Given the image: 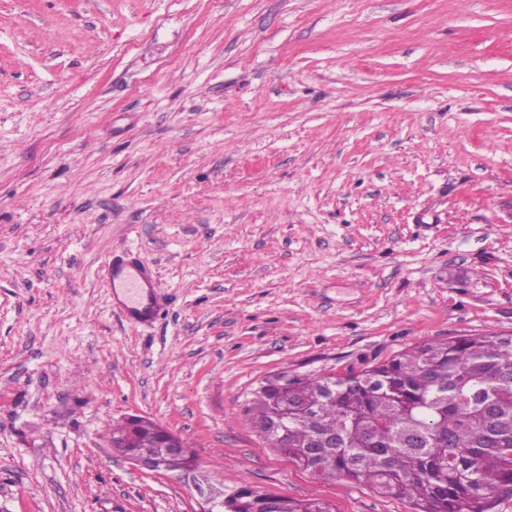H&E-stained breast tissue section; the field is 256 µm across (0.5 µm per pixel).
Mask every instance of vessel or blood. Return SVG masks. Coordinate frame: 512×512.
Instances as JSON below:
<instances>
[{
  "label": "vessel or blood",
  "mask_w": 512,
  "mask_h": 512,
  "mask_svg": "<svg viewBox=\"0 0 512 512\" xmlns=\"http://www.w3.org/2000/svg\"><path fill=\"white\" fill-rule=\"evenodd\" d=\"M105 285L112 293L120 288L126 291L129 303L123 312L126 320L134 324L150 321L162 300L155 273L133 256L109 262Z\"/></svg>",
  "instance_id": "obj_1"
}]
</instances>
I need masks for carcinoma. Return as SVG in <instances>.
Masks as SVG:
<instances>
[{
	"label": "carcinoma",
	"instance_id": "obj_1",
	"mask_svg": "<svg viewBox=\"0 0 512 512\" xmlns=\"http://www.w3.org/2000/svg\"><path fill=\"white\" fill-rule=\"evenodd\" d=\"M262 439L321 480L343 479L418 512H492L512 497V333L420 343L352 376H276L243 409ZM159 425H142L139 449L161 458ZM231 512H335L322 499L244 489Z\"/></svg>",
	"mask_w": 512,
	"mask_h": 512
}]
</instances>
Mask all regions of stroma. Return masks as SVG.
Here are the masks:
<instances>
[{"mask_svg":"<svg viewBox=\"0 0 512 512\" xmlns=\"http://www.w3.org/2000/svg\"><path fill=\"white\" fill-rule=\"evenodd\" d=\"M132 253L166 306L124 320ZM512 333V0H0V512H199L319 480L259 381ZM193 451L142 471L107 433ZM145 418L146 417L137 415L129 417L126 421L129 426V432L123 436H117L114 440L109 439V448H112L115 452L116 448H121L127 453L135 449H140L165 459L167 448H162V441L158 434L160 427L150 419H148L147 423L142 425V432L139 436V448H134L139 426ZM126 423L124 422L112 428L109 438L125 433L128 428Z\"/></svg>","mask_w":512,"mask_h":512,"instance_id":"obj_1","label":"stroma"}]
</instances>
